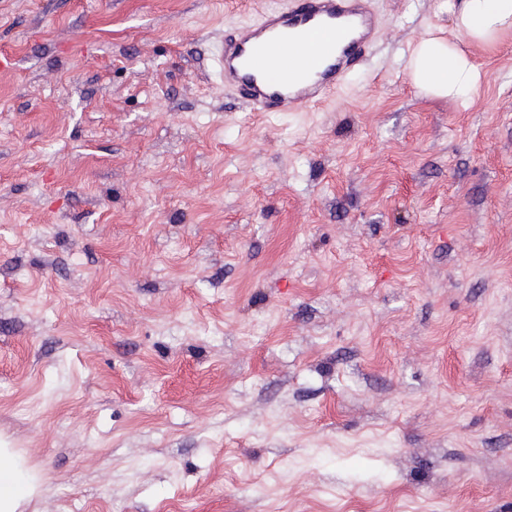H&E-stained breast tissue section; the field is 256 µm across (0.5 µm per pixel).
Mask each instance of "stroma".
<instances>
[{
  "instance_id": "35a3bbf8",
  "label": "stroma",
  "mask_w": 512,
  "mask_h": 512,
  "mask_svg": "<svg viewBox=\"0 0 512 512\" xmlns=\"http://www.w3.org/2000/svg\"><path fill=\"white\" fill-rule=\"evenodd\" d=\"M285 0H0V445L25 512H512V35L370 0L323 102L224 38ZM434 30L482 79L420 93ZM38 493L31 469L11 448H0V512H22Z\"/></svg>"
}]
</instances>
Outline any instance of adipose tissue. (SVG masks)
Wrapping results in <instances>:
<instances>
[{"label":"adipose tissue","mask_w":512,"mask_h":512,"mask_svg":"<svg viewBox=\"0 0 512 512\" xmlns=\"http://www.w3.org/2000/svg\"><path fill=\"white\" fill-rule=\"evenodd\" d=\"M456 26L472 42L492 47L512 34V0H462ZM407 68L424 95L450 98L469 106L480 83V71L457 44L431 34L411 49ZM38 495L35 476L9 448H0V512H22Z\"/></svg>","instance_id":"obj_1"}]
</instances>
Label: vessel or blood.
Segmentation results:
<instances>
[{"instance_id":"obj_1","label":"vessel or blood","mask_w":512,"mask_h":512,"mask_svg":"<svg viewBox=\"0 0 512 512\" xmlns=\"http://www.w3.org/2000/svg\"><path fill=\"white\" fill-rule=\"evenodd\" d=\"M374 25L367 0H291L225 38L220 60L224 88L258 112L316 105L361 60L372 42ZM322 29L340 31L344 45L312 51L305 36ZM275 46L287 48L292 59L307 60L300 76L272 73L269 51Z\"/></svg>"}]
</instances>
